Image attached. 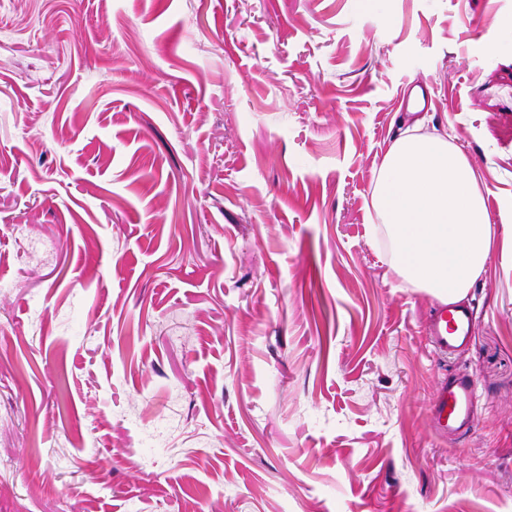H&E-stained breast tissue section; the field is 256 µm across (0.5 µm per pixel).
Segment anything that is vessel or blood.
Returning a JSON list of instances; mask_svg holds the SVG:
<instances>
[{
	"label": "vessel or blood",
	"instance_id": "vessel-or-blood-1",
	"mask_svg": "<svg viewBox=\"0 0 512 512\" xmlns=\"http://www.w3.org/2000/svg\"><path fill=\"white\" fill-rule=\"evenodd\" d=\"M473 322L469 309L440 305L431 315L428 340L437 354H448L457 343L465 342ZM476 400L473 380L466 376L446 378L438 382L430 406L435 432L440 436L467 432Z\"/></svg>",
	"mask_w": 512,
	"mask_h": 512
}]
</instances>
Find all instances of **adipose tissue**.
<instances>
[{
    "instance_id": "adipose-tissue-1",
    "label": "adipose tissue",
    "mask_w": 512,
    "mask_h": 512,
    "mask_svg": "<svg viewBox=\"0 0 512 512\" xmlns=\"http://www.w3.org/2000/svg\"><path fill=\"white\" fill-rule=\"evenodd\" d=\"M371 204L392 267L444 304L463 300L493 247L483 191L447 136L407 129L385 154Z\"/></svg>"
}]
</instances>
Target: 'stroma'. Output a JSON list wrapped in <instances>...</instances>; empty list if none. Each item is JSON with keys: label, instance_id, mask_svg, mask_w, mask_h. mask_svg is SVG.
<instances>
[{"label": "stroma", "instance_id": "obj_1", "mask_svg": "<svg viewBox=\"0 0 512 512\" xmlns=\"http://www.w3.org/2000/svg\"><path fill=\"white\" fill-rule=\"evenodd\" d=\"M506 23L512 0H0V512H512ZM415 86L496 230L445 356L371 206ZM476 400L474 381L467 376L439 381L430 406L434 431L442 436L467 432Z\"/></svg>", "mask_w": 512, "mask_h": 512}]
</instances>
